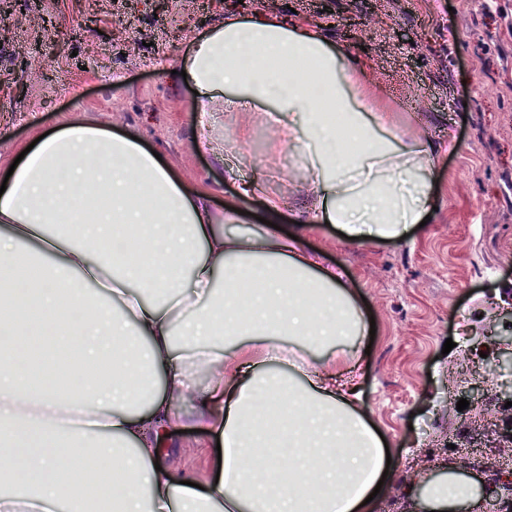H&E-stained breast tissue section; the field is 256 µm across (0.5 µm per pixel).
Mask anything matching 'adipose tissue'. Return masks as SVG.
Here are the masks:
<instances>
[{
    "label": "adipose tissue",
    "instance_id": "adipose-tissue-1",
    "mask_svg": "<svg viewBox=\"0 0 512 512\" xmlns=\"http://www.w3.org/2000/svg\"><path fill=\"white\" fill-rule=\"evenodd\" d=\"M180 67L197 95L201 136L216 104L254 103L291 113L277 139L306 156V201L287 231L270 227L285 206L260 176L241 181L261 198L268 224L243 236L209 193L175 177L131 134L69 123L41 139L0 194V269L34 257L43 265L31 305L47 326L41 360L19 363L30 329L9 315L16 299L0 281V512H373L367 498L387 470L382 439L364 420L355 377L337 369L344 344L362 327L343 268H327L301 231L331 223L362 243L402 239L434 203L431 138L397 146L379 137L392 125L375 97L358 93L364 70L337 54L319 28L288 18H225ZM147 259L119 262L127 243ZM258 281L250 295L237 282ZM108 305L88 306L86 291ZM305 336L327 348L305 380L269 365L263 352L223 340L243 331ZM105 365L61 403L45 388L55 376ZM207 420L220 437L218 481L181 484L162 467L164 445L181 415ZM281 437L261 448L267 428ZM118 469L119 485L94 481L84 465ZM82 479L59 480L62 467ZM431 512H451L478 496L455 473L417 486Z\"/></svg>",
    "mask_w": 512,
    "mask_h": 512
}]
</instances>
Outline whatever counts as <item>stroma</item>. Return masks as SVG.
I'll list each match as a JSON object with an SVG mask.
<instances>
[{"instance_id": "obj_1", "label": "stroma", "mask_w": 512, "mask_h": 512, "mask_svg": "<svg viewBox=\"0 0 512 512\" xmlns=\"http://www.w3.org/2000/svg\"><path fill=\"white\" fill-rule=\"evenodd\" d=\"M291 14L324 28L334 49L362 50L368 92L391 113L387 136L413 142L425 131L442 144L432 179L435 204L425 226L400 240L345 243L321 225L305 243L342 264L374 337L348 347L367 420L391 456V480L377 512H415L410 489L473 456L478 480L504 461L479 445L484 422L500 424L494 403L457 410L461 368L495 367L491 338L504 335L512 303V44L490 37L477 0H20L0 22V168L37 134L66 123L111 126L137 135L172 173L208 191L215 209L263 216L241 200L209 148L197 139L193 92L176 74L196 40L225 17ZM364 22L360 38L348 32ZM213 137L240 156L241 175L260 174L270 193L300 205L304 162L275 139L267 113H217ZM453 340L444 351L445 340ZM169 464L183 475L208 470L215 434L181 419Z\"/></svg>"}]
</instances>
